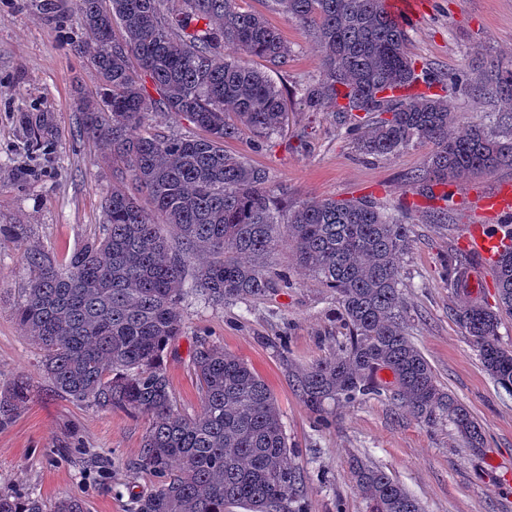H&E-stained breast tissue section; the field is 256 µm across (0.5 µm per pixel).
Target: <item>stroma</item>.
Segmentation results:
<instances>
[{"label":"stroma","instance_id":"35a3bbf8","mask_svg":"<svg viewBox=\"0 0 512 512\" xmlns=\"http://www.w3.org/2000/svg\"><path fill=\"white\" fill-rule=\"evenodd\" d=\"M418 2L408 29L411 57L462 77L463 88L447 92L460 124L477 120L512 134V106L478 93L488 77L485 61L512 62V0ZM239 5L263 13L292 49L287 72L272 75L289 89L290 120L284 137L257 146L245 134L225 142V150L267 169L274 189L287 191L292 202L366 195L390 209L407 204L409 247L401 262L406 331L444 390L481 425L485 449L467 448L448 419L422 422L385 394L329 406L327 423L319 422L297 380L336 350L347 329L334 293L298 271L285 246L270 262L288 271L291 287L221 305L199 296L182 302V334L165 355L182 410L200 409L190 354L204 338L247 361L272 390L305 480L306 512H366L352 476L357 458L391 474L425 512H512V394L486 373L455 320L464 296L450 291L440 264L441 256L462 250L475 197L512 183V167L457 182L447 223H429L431 202L412 194L409 178L427 163L431 145L394 157L359 155L332 105L311 112L300 102V85L322 74L313 37L275 0ZM81 32L77 11L50 23L31 0H0V227H21L27 243L54 249L62 260L101 235L102 198L114 181L107 151L86 137L77 112L79 100L101 86L97 71L71 46ZM43 117L52 133L36 146L28 124ZM28 281L20 246L0 242V384L22 372L34 384L28 409L0 430V492L48 503L77 496L87 512H134L136 496L158 483L133 467L147 419L51 395L39 369L41 352L14 316Z\"/></svg>","mask_w":512,"mask_h":512}]
</instances>
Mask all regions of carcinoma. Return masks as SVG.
Returning a JSON list of instances; mask_svg holds the SVG:
<instances>
[{
  "label": "carcinoma",
  "instance_id": "cac0c4a2",
  "mask_svg": "<svg viewBox=\"0 0 512 512\" xmlns=\"http://www.w3.org/2000/svg\"><path fill=\"white\" fill-rule=\"evenodd\" d=\"M175 10L166 11L168 2ZM322 52V76L299 89L314 112L332 102L364 155L395 156L430 143L414 194L448 201L447 187L512 166V136L479 122L462 129L444 92L458 86L417 68L408 31L387 0H276ZM81 16L79 49L102 93L82 101L84 134L112 155L147 204L123 181L103 197L105 232L65 261L27 245L28 288L15 317L41 350L52 391L101 411L148 417L134 465L159 478L136 512H302L303 478L293 463L280 411L265 381L224 347L199 340L191 365L201 410L182 413L165 353L181 335L180 304L199 293L213 303L290 287L266 261L288 244L298 267L336 294L345 341L299 377L314 413L388 391L418 419L448 418L469 447L484 435L465 406L445 392L406 333L401 259L409 227L366 197L298 201L277 196L267 172L224 143L247 130L268 139L288 127L287 90L240 54L288 71L291 50L263 15L238 0H43L49 21L69 6ZM495 78L478 87L512 104V69L487 62ZM152 112L184 115L199 135L162 136ZM449 287H468V267L442 258ZM496 306L475 297L455 316L494 382L512 393V350L501 346L500 312H512V248L495 266ZM387 370L392 381L378 372ZM31 378L0 387V429L27 409ZM356 487L369 512H424L383 469L359 462ZM0 512H85L77 497L47 505L0 494Z\"/></svg>",
  "mask_w": 512,
  "mask_h": 512
}]
</instances>
